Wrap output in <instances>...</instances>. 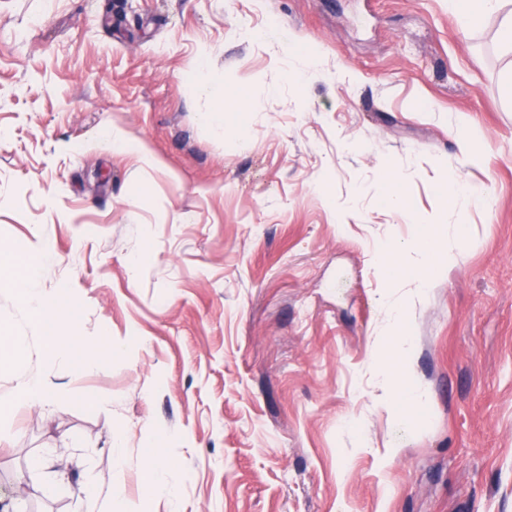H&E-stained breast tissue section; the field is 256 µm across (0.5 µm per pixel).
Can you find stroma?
Returning a JSON list of instances; mask_svg holds the SVG:
<instances>
[{"label":"stroma","instance_id":"35a3bbf8","mask_svg":"<svg viewBox=\"0 0 512 512\" xmlns=\"http://www.w3.org/2000/svg\"><path fill=\"white\" fill-rule=\"evenodd\" d=\"M511 23L512 0L466 29L448 0H0V247L50 243L92 364L41 358L0 275V334L30 339L0 355V512H169L150 448L181 512H512ZM451 173L495 204L458 212L412 306L374 255L447 215ZM387 294L413 345L392 417ZM25 371L51 407L15 400ZM158 455L152 452L147 454V467L144 473L145 493L154 496H166L171 502V511L178 512L174 501L172 488L166 480V472L163 467L157 463Z\"/></svg>","mask_w":512,"mask_h":512}]
</instances>
